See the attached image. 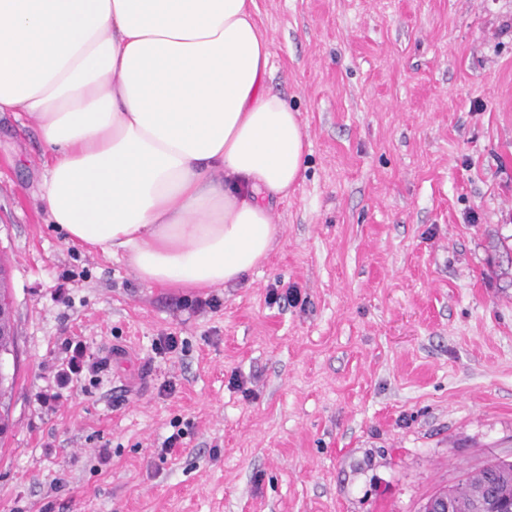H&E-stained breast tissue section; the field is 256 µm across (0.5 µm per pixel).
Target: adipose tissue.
<instances>
[{"instance_id": "adipose-tissue-1", "label": "adipose tissue", "mask_w": 512, "mask_h": 512, "mask_svg": "<svg viewBox=\"0 0 512 512\" xmlns=\"http://www.w3.org/2000/svg\"><path fill=\"white\" fill-rule=\"evenodd\" d=\"M255 0H0V113L35 116L68 241L148 285L258 266L307 133L268 85Z\"/></svg>"}]
</instances>
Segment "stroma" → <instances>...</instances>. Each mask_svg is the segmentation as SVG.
<instances>
[{
  "instance_id": "1",
  "label": "stroma",
  "mask_w": 512,
  "mask_h": 512,
  "mask_svg": "<svg viewBox=\"0 0 512 512\" xmlns=\"http://www.w3.org/2000/svg\"><path fill=\"white\" fill-rule=\"evenodd\" d=\"M256 6L308 148L238 282L149 286L66 243L37 121L0 114V512H420L512 461V0ZM69 341L106 366L61 387ZM5 273L0 271V381L2 383L3 379L6 377V366L7 363L14 355V349L11 345V340L7 339V336H12L14 332V326L12 323V318L9 315L11 310V301L7 294L3 292L4 288V279ZM2 279H3V287H2ZM13 346L15 344V337L12 336ZM9 343V346L4 348V344Z\"/></svg>"
}]
</instances>
